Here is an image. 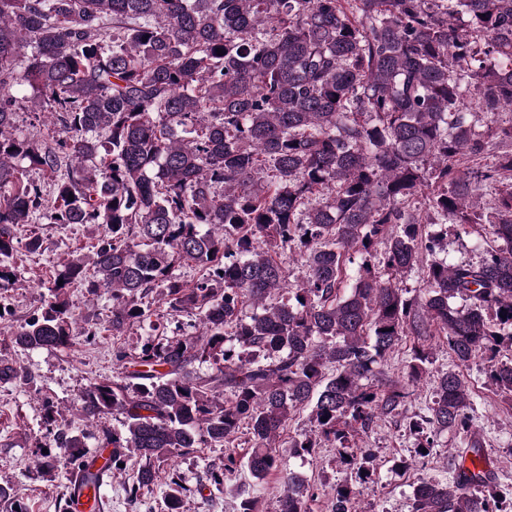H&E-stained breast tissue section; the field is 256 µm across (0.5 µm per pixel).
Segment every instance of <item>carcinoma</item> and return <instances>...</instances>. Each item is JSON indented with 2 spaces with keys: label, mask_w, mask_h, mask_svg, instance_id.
<instances>
[{
  "label": "carcinoma",
  "mask_w": 512,
  "mask_h": 512,
  "mask_svg": "<svg viewBox=\"0 0 512 512\" xmlns=\"http://www.w3.org/2000/svg\"><path fill=\"white\" fill-rule=\"evenodd\" d=\"M499 57L512 61V0H0V291L18 281L20 248L41 251L38 225L104 228L90 254L61 264L13 343L69 348L95 335L78 327L75 286L109 296L114 336L155 300L201 326L116 349L121 376L80 395L78 419L112 447L108 467L143 461L131 499L157 481L155 462L227 447L245 428L246 455L225 453L208 481L273 474L279 512H307L315 488L277 439L308 407L291 454L334 446L351 475L333 488V512H354L375 473L359 441L409 396L383 369L409 337L411 383L438 336L461 366L484 356L512 409V118H497L512 112V66L492 65ZM16 86L59 122L58 138L17 126ZM448 223L484 227L492 244L450 264L442 234L426 230ZM284 251L305 258L294 284ZM353 254L364 260L352 279ZM186 265L201 272L192 285ZM412 270L423 302L398 285ZM196 362L215 372H191ZM27 377L0 360V381ZM473 411L469 383L442 373L409 423L418 456L444 430L481 455ZM114 413L118 429L106 426ZM48 421L60 453L45 467L64 459L96 489L74 420L50 405ZM166 486V512H180L179 475ZM411 512H512V491L482 476L467 488L424 481Z\"/></svg>",
  "instance_id": "carcinoma-1"
}]
</instances>
